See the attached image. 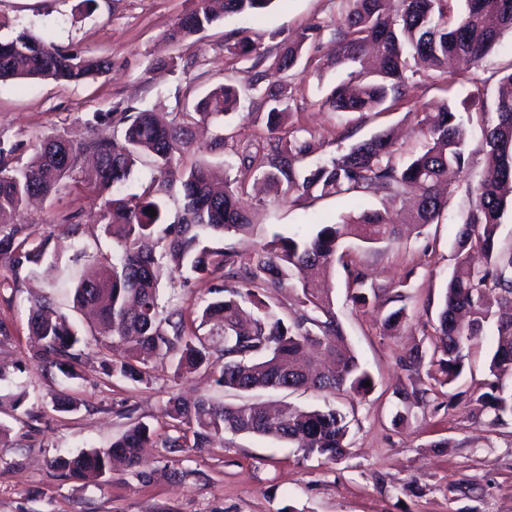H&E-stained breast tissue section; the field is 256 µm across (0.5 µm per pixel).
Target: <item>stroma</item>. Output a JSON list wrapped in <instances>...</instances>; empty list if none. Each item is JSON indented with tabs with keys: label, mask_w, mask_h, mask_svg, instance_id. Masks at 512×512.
I'll list each match as a JSON object with an SVG mask.
<instances>
[{
	"label": "stroma",
	"mask_w": 512,
	"mask_h": 512,
	"mask_svg": "<svg viewBox=\"0 0 512 512\" xmlns=\"http://www.w3.org/2000/svg\"><path fill=\"white\" fill-rule=\"evenodd\" d=\"M193 6L192 0H0V40L31 29L48 32L58 46L84 55L109 58L111 73L94 82L61 85L50 81L0 82V141L17 145L27 161L51 136L85 135L84 122L95 112L147 109L183 112L211 88L238 77L245 63L224 51L233 31L243 29L263 48L324 22L307 39L303 56L289 79L291 116L279 134L309 129L327 159L356 141L394 128L403 154L419 148L415 114L446 101L455 105L466 132L468 163L448 196L438 223L421 232L372 247L346 242L343 263L335 264L331 297L343 333L372 384L367 393L325 397L311 389L256 391L254 401H281L300 408L335 406L350 423L347 454L327 461L305 455L294 445L259 436H237L214 448H189L170 454L159 445L171 431L165 405L173 394L186 399L207 395L238 403L242 394L216 386L210 373L175 375L154 371L149 382L109 379L98 372L96 346L85 350L84 378L61 384L33 359L28 330L31 301L50 299L71 312V288L81 276L112 261L117 249L103 227V199L68 179L53 197L16 212L12 223L26 225L35 238H48V255L34 273L22 274L15 291H0V321L12 333L0 345V366L7 378L0 395H22L19 407L0 406V422L11 429L12 445L0 451V512H512V420L495 425L475 399L490 375L491 336L470 349L466 369L452 385L431 387L419 368L417 388L424 396L400 404L394 393L405 373L401 361L411 352L431 353L443 287L454 264L456 232L471 205V188L483 177L480 104L475 79L493 71H512V33L507 32L482 61L456 63L447 72L426 70L414 77L404 100L376 116L332 112L319 102L341 79L333 65L337 45L330 29L342 11L341 0H275L258 16L225 17L223 23L191 40L173 44L165 33ZM230 139L211 150V131H197L186 162L204 161L216 175L230 173L252 183V173L235 169L236 141L268 139L264 123L248 107L224 119ZM242 203L265 231H310L334 223L348 212L343 198L328 196L294 205L272 194H249ZM78 213V225L64 217ZM368 273L387 295L401 294L409 317L395 334L384 335L383 308L356 307L347 286L349 269ZM22 370H15V363ZM81 403L60 414L52 398L60 389ZM408 422L392 424L400 407ZM146 423L153 447L142 451L141 482L117 467L97 487L55 476L48 463L63 453L107 448L130 424ZM167 475H157L159 466Z\"/></svg>",
	"instance_id": "35a3bbf8"
}]
</instances>
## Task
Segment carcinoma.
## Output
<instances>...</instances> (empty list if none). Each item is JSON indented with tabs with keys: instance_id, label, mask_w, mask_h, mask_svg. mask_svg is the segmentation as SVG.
<instances>
[{
	"instance_id": "obj_1",
	"label": "carcinoma",
	"mask_w": 512,
	"mask_h": 512,
	"mask_svg": "<svg viewBox=\"0 0 512 512\" xmlns=\"http://www.w3.org/2000/svg\"><path fill=\"white\" fill-rule=\"evenodd\" d=\"M274 0H193V7L168 31L180 44L217 26L229 14H253ZM341 20L333 36L339 49L335 64L355 70L358 83L336 85L321 106L332 112L378 114L405 97L411 76L419 67L435 70L458 57L479 64L512 32V0H465V10L454 13L452 0H342ZM308 38L301 33L283 39L275 53L237 32L224 49L238 61L258 65L288 77L298 64ZM112 71V61L70 52L44 32H19L0 41V81L51 80L80 84ZM483 86L482 112L493 117L484 128L488 166L473 188L474 202L456 235V257L441 300L437 346L429 361L433 385L454 383L463 373L468 350L493 328L494 346L489 360V391L477 397L492 422L512 417V391L500 380L512 375V247L498 245L497 231L507 208H512V72L501 76L496 90ZM257 99L264 108L265 126L277 131L291 115L286 83L261 86L245 77L236 84L216 87L200 99L191 112H175L161 120L157 113L95 112L84 122L87 135L77 141L63 136L45 139L30 161H13L16 147L0 141V266L14 279L20 272L40 266L47 255L48 239L36 241L26 227L5 218L30 199L46 198L61 190L64 179L83 155L95 163L82 182L105 195V231L119 248L115 262L81 278L74 288V304L96 309L98 323L107 336L84 337L70 316L52 311L47 300L29 309L28 328L40 345L34 357L55 368L64 381L81 377L83 347L93 343L101 350L100 373L136 383H147L152 371L168 365L177 375L211 370L219 387L240 393L259 390L294 391L311 388L325 395L361 394L370 375L346 341L327 292L302 285L297 297L300 312L286 320L275 309V293L290 287L293 270L327 279L344 241L355 238L367 244L396 240L405 228H421L439 220L446 209L457 175L466 164L463 123L452 105L444 101L421 112L418 125L424 137L421 151L408 161L396 160L390 136L382 132L352 144L349 149L320 162V141L304 128L288 139L270 137L265 145L248 142L235 149L238 169L261 176L279 197L290 203L326 196H341L351 206L374 187L397 197L414 196L412 209L399 222L381 211L349 212L340 221L322 224L311 234L273 232L261 236L255 248L242 252L233 243L222 248L202 244L203 235L225 238L253 237L258 228L241 203L243 186L225 178L214 187L207 163H182L192 143V127L236 111L241 101ZM110 122L120 136L99 140L94 128ZM145 156L157 176L128 193L132 168ZM179 195L182 213L167 223L165 199ZM156 215H150L148 208ZM152 239L162 247L157 253L144 246ZM187 270L211 281L199 312L203 327L221 328L218 335L202 336L188 326L180 309H165L160 287L175 273ZM351 300L365 308L379 305L382 289L358 270L349 271ZM400 306L381 319L383 332L392 335L406 322ZM419 355L405 363L406 381L396 388L400 402L416 393L414 366ZM224 362L216 368L218 362ZM58 412L77 410L78 403L65 391L54 395ZM175 434L162 447L177 452L188 446L210 448L227 435L272 437L295 443L308 454L335 461L344 456L349 425L336 408L302 409L291 405L270 408L261 402L227 404L202 396L188 405L171 396L165 405ZM151 439L149 426L136 422L106 449H93L72 457H56L50 467L61 476L99 484L112 459L125 460L141 480L152 474L139 470V449Z\"/></svg>"
}]
</instances>
